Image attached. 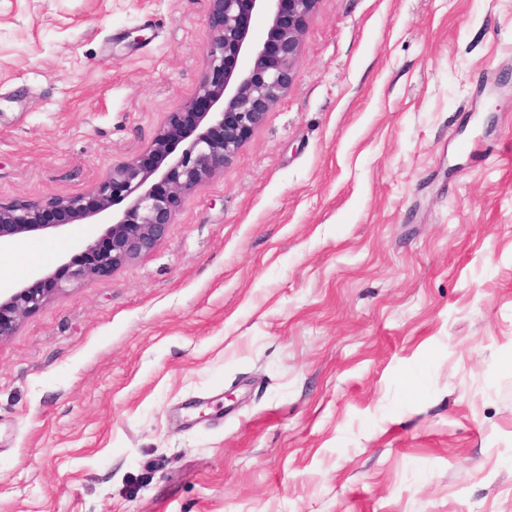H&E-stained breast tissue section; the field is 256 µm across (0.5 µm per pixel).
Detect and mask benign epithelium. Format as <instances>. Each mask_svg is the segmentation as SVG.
<instances>
[{
  "label": "benign epithelium",
  "mask_w": 512,
  "mask_h": 512,
  "mask_svg": "<svg viewBox=\"0 0 512 512\" xmlns=\"http://www.w3.org/2000/svg\"><path fill=\"white\" fill-rule=\"evenodd\" d=\"M319 0H210L206 70L193 100L172 112L144 152L113 168L84 196H50L0 204V242L51 228L44 217L105 220L102 239L83 246V261L60 277L49 273L37 286L0 290V339L53 296L95 276L115 271L152 252L167 235L184 198L231 164L252 132L288 90L300 59L302 36ZM269 23L255 42L250 20ZM186 142L173 155L177 142ZM125 207L115 212L117 204Z\"/></svg>",
  "instance_id": "obj_1"
}]
</instances>
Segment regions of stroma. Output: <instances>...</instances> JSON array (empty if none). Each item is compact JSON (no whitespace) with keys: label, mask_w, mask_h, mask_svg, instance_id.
Instances as JSON below:
<instances>
[{"label":"stroma","mask_w":512,"mask_h":512,"mask_svg":"<svg viewBox=\"0 0 512 512\" xmlns=\"http://www.w3.org/2000/svg\"><path fill=\"white\" fill-rule=\"evenodd\" d=\"M209 7L0 0V203L141 154ZM0 512H512V0H319L160 245L0 339Z\"/></svg>","instance_id":"1"}]
</instances>
